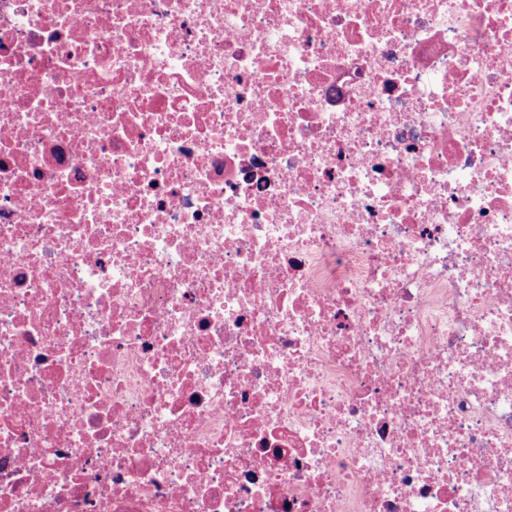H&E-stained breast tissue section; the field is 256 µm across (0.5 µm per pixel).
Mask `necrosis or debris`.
<instances>
[{
	"instance_id": "1",
	"label": "necrosis or debris",
	"mask_w": 512,
	"mask_h": 512,
	"mask_svg": "<svg viewBox=\"0 0 512 512\" xmlns=\"http://www.w3.org/2000/svg\"><path fill=\"white\" fill-rule=\"evenodd\" d=\"M0 512H512V0H0Z\"/></svg>"
}]
</instances>
